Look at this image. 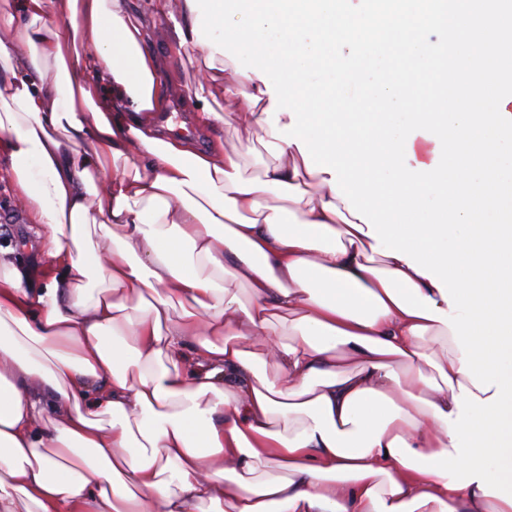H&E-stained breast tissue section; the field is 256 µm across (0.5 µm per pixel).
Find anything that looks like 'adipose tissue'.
<instances>
[{
	"label": "adipose tissue",
	"instance_id": "adipose-tissue-1",
	"mask_svg": "<svg viewBox=\"0 0 512 512\" xmlns=\"http://www.w3.org/2000/svg\"><path fill=\"white\" fill-rule=\"evenodd\" d=\"M325 2L173 20L197 124L263 131L253 178L155 126L129 0H0V156L50 260L0 274V512H512V0L438 43L440 0ZM377 45L448 79L425 103L370 60L357 112L311 111Z\"/></svg>",
	"mask_w": 512,
	"mask_h": 512
}]
</instances>
